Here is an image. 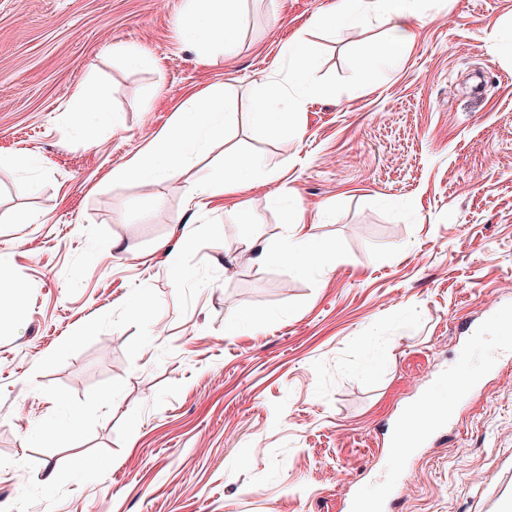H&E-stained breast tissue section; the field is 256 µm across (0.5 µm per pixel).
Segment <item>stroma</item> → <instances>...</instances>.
Here are the masks:
<instances>
[{
    "label": "stroma",
    "instance_id": "stroma-1",
    "mask_svg": "<svg viewBox=\"0 0 512 512\" xmlns=\"http://www.w3.org/2000/svg\"><path fill=\"white\" fill-rule=\"evenodd\" d=\"M336 2L236 0L203 60L186 0H0V304L23 309L0 320V512H347L392 476L396 512H491L512 486V364L464 354L512 307V0H422L400 64L363 75L391 33L317 26ZM299 36L331 95L257 130ZM214 84L236 99L223 137L179 177L113 181ZM81 86L114 124L70 111ZM230 150L277 174L235 196L259 246L299 224L310 269L255 261L223 202L190 205ZM440 370L487 395L397 462L380 430Z\"/></svg>",
    "mask_w": 512,
    "mask_h": 512
}]
</instances>
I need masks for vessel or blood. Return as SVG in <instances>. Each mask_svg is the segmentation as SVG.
Wrapping results in <instances>:
<instances>
[{
	"instance_id": "vessel-or-blood-1",
	"label": "vessel or blood",
	"mask_w": 512,
	"mask_h": 512,
	"mask_svg": "<svg viewBox=\"0 0 512 512\" xmlns=\"http://www.w3.org/2000/svg\"><path fill=\"white\" fill-rule=\"evenodd\" d=\"M483 330L505 339L512 337V311H495L485 320ZM480 394L481 390L472 377L459 375L451 378L444 374L435 377L422 398L406 411L398 431L392 434L391 454L402 460L411 457L436 430L447 424L463 403ZM398 495V481L389 480L380 486L373 498H351L348 512H386L387 507L397 501Z\"/></svg>"
}]
</instances>
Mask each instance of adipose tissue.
Here are the masks:
<instances>
[{"instance_id": "ef3b65f1", "label": "adipose tissue", "mask_w": 512, "mask_h": 512, "mask_svg": "<svg viewBox=\"0 0 512 512\" xmlns=\"http://www.w3.org/2000/svg\"><path fill=\"white\" fill-rule=\"evenodd\" d=\"M227 10L226 0H189L184 25L196 37L199 51L212 52L231 40L234 31L226 22ZM419 15V0H338L317 23L334 30L358 28L369 16L393 23L394 34L384 50L369 49L360 57L357 69L364 72L402 57L405 24ZM286 55V74L269 78L256 103L252 122L258 129H267L276 120L296 125L300 97L327 93L325 87L308 82L317 66V58L304 40H295ZM234 119V101L224 86H210L182 104L175 113L170 132L158 136L148 152L136 154L127 164L113 170L112 178L119 182L153 185L179 176L184 160L207 147ZM262 169L259 158L234 157L231 167L223 174L194 183L190 197L201 203L208 198L237 193L247 178L260 174Z\"/></svg>"}]
</instances>
